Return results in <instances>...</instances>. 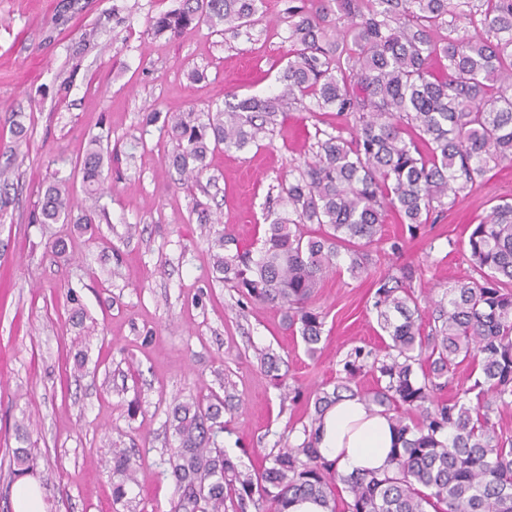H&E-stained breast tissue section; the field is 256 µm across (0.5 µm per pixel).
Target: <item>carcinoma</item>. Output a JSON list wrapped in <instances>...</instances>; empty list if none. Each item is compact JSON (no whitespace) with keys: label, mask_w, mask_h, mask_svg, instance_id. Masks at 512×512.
I'll list each match as a JSON object with an SVG mask.
<instances>
[{"label":"carcinoma","mask_w":512,"mask_h":512,"mask_svg":"<svg viewBox=\"0 0 512 512\" xmlns=\"http://www.w3.org/2000/svg\"><path fill=\"white\" fill-rule=\"evenodd\" d=\"M259 0H178L151 20L157 33L202 24L239 30L256 22ZM288 64L281 91L265 98L234 94L215 110L190 109L167 120L172 166L198 179L219 147L243 150L284 130L288 105L336 112L350 138L316 130L312 159L280 185L275 214L256 249L216 228L208 239L215 280L247 300L283 312L307 353L319 350L324 315L315 306L324 280L346 271L358 279L371 248L384 238L390 212L416 233L504 162H512V0H336L324 8H288ZM445 25L448 35L432 37ZM84 189L106 183L104 149L92 139L79 164ZM75 175L50 183L40 203L43 224L69 218ZM471 273L442 289L422 309L403 266L375 283L372 309L388 336L371 365L375 384L351 382L360 349L344 363L346 377L316 394L302 422L303 440L268 454L254 471L224 449L219 397L172 403L177 445L168 463L176 496L170 512H287L299 499L325 512H512V436L497 414L512 406V203L503 201L468 237ZM276 380L279 359L257 351ZM472 385L438 396L460 365ZM358 396L394 417L401 448L383 473L339 475L317 440L322 416L343 395ZM112 496L127 497L135 468L122 448L112 452ZM19 474L34 467L31 448L13 451Z\"/></svg>","instance_id":"cac0c4a2"}]
</instances>
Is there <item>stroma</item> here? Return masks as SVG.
<instances>
[{
	"mask_svg": "<svg viewBox=\"0 0 512 512\" xmlns=\"http://www.w3.org/2000/svg\"><path fill=\"white\" fill-rule=\"evenodd\" d=\"M302 2L260 0L254 26L170 36L155 34L150 19L174 0H0V183L8 185L0 196V512H13L20 424L36 443L30 476L45 512H128L112 498L116 445L137 468L128 500L139 512H169L176 398L230 393L237 409L224 447L244 463L299 443L307 407L343 378L347 355L384 352L369 304L374 281L413 265L423 297L466 277L472 224L492 200L512 202L506 163L416 235L387 216L368 276L326 278L313 357L279 310L213 281L196 207L239 240L262 236L279 183L312 156L314 141L301 130L328 131L337 118L291 110L286 132L216 151L200 181L184 182L162 121L149 115L204 110L229 93H277L290 49L284 17ZM93 137L112 152L107 190L90 198L75 189L72 223L35 222L46 186L73 170ZM86 214L95 218L88 227L77 222ZM258 348L281 358L284 386L261 369ZM287 387L297 400H283Z\"/></svg>",
	"mask_w": 512,
	"mask_h": 512,
	"instance_id": "stroma-1",
	"label": "stroma"
}]
</instances>
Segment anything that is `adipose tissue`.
Listing matches in <instances>:
<instances>
[{"mask_svg": "<svg viewBox=\"0 0 512 512\" xmlns=\"http://www.w3.org/2000/svg\"><path fill=\"white\" fill-rule=\"evenodd\" d=\"M397 443L394 422L359 398L337 401L324 414L317 446L341 474L384 472Z\"/></svg>", "mask_w": 512, "mask_h": 512, "instance_id": "obj_1", "label": "adipose tissue"}]
</instances>
